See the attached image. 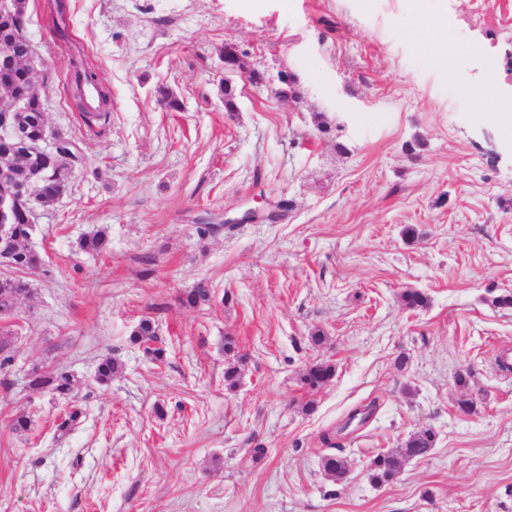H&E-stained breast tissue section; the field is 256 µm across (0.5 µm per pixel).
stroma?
Listing matches in <instances>:
<instances>
[{
    "label": "stroma",
    "instance_id": "obj_1",
    "mask_svg": "<svg viewBox=\"0 0 512 512\" xmlns=\"http://www.w3.org/2000/svg\"><path fill=\"white\" fill-rule=\"evenodd\" d=\"M46 4L26 14L39 94L82 160L40 213L44 264L9 323L0 512H512V374L494 364L512 348V308L494 303L512 293V0H66L64 39ZM431 41L476 50L444 70ZM228 42L266 73L237 79L232 112ZM75 51L112 92L92 128L69 94ZM286 72L300 98L280 96ZM259 197L290 208L225 224ZM100 228L107 252L80 251ZM200 284L209 301L188 303ZM408 291L427 305L406 308ZM145 316L164 362L129 341ZM228 336L245 357L233 390ZM107 356L119 371L101 387ZM316 361L336 375L303 389ZM36 367L79 380L70 430L64 401L26 385ZM421 427L431 454L371 484L370 460ZM330 431L341 483L321 465Z\"/></svg>",
    "mask_w": 512,
    "mask_h": 512
}]
</instances>
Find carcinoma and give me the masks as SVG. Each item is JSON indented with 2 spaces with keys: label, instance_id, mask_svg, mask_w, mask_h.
I'll use <instances>...</instances> for the list:
<instances>
[{
  "label": "carcinoma",
  "instance_id": "carcinoma-1",
  "mask_svg": "<svg viewBox=\"0 0 512 512\" xmlns=\"http://www.w3.org/2000/svg\"><path fill=\"white\" fill-rule=\"evenodd\" d=\"M8 50L15 57H20L25 51V44L16 31L0 30V50ZM71 66L75 69L74 86L70 94L75 106L85 111L83 101V85L95 83L101 89L102 109L98 112L85 115L87 123L107 117V106L111 102L109 88L102 84L95 69L85 60L72 58ZM39 75L36 72L25 70L17 63L12 67L0 66V92L10 98L20 93L26 94L31 100V107L27 111L11 113L13 121L23 127L29 137L36 139L41 136L45 125L43 120L44 105L37 90ZM81 161L80 151L76 143H71L68 157L58 164V175L50 178L42 187L41 206L52 207L62 192L66 191L70 174L75 164ZM18 221L12 225L11 233V263L12 272L0 276V313L11 315L18 300L30 293V284L24 280L23 275L37 270L43 264L42 257L27 246V238L31 234L30 225L25 223L26 202L15 204ZM108 239L105 231L98 230L91 235L80 239V250L88 253H100L105 250ZM13 332L6 330L0 336V372L11 366L13 359ZM130 342L144 347L156 362L165 359V349L159 346L161 340L154 322L145 318L139 321L130 335ZM224 355L227 365L224 369V380L229 387L236 386L239 375V363L243 357L236 351V341L224 337ZM118 371L117 363L110 357L104 358L97 368L96 381L100 385H107ZM336 368L328 361H319L309 364L301 374L299 382L302 387L309 390L321 389L327 386L335 377ZM29 388L47 392L56 399L70 403L64 418L58 424L66 429L81 416V410L75 403L77 380L73 375L60 370H34L29 374ZM436 434L431 429L422 428L413 432L405 440L403 446L395 451L376 455L367 468L368 480L374 485H382L395 479L401 470L403 461L411 458H424L435 448ZM324 471L333 479L343 482L348 476V463L342 461L335 454H327L321 460Z\"/></svg>",
  "mask_w": 512,
  "mask_h": 512
}]
</instances>
